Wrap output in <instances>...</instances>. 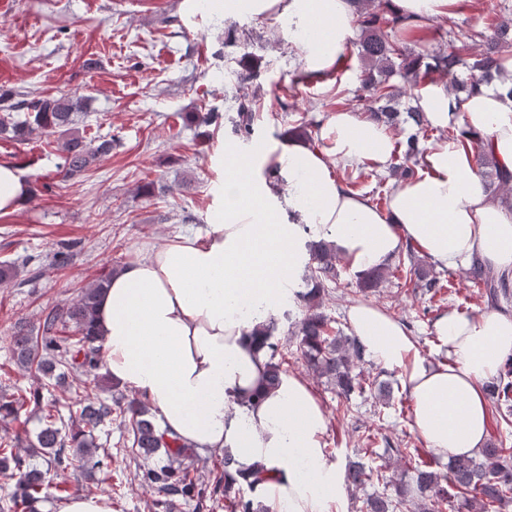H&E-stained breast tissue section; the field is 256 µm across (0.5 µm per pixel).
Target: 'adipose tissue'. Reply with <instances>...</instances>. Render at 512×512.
I'll return each mask as SVG.
<instances>
[{"instance_id":"obj_1","label":"adipose tissue","mask_w":512,"mask_h":512,"mask_svg":"<svg viewBox=\"0 0 512 512\" xmlns=\"http://www.w3.org/2000/svg\"><path fill=\"white\" fill-rule=\"evenodd\" d=\"M459 0H390L410 29L447 18ZM214 12L287 22L305 70H333L354 32L353 0H211ZM431 126L454 140L428 144L417 175L398 183L385 209L351 191L336 168L390 166L395 136L359 111L321 126L320 147L294 138L255 153L230 147L205 234L146 244L102 293L95 328L103 369L157 412L164 429L200 450H229L243 473L270 468L275 512H327L346 494L327 454L326 416L301 377L268 389L256 329L292 294L308 254L304 229L331 242L360 273L388 264L406 243L439 267L479 261L512 281V196L486 192L478 142L512 172V97L503 86L470 96L426 84L418 99ZM348 322L367 355L399 371L413 400L411 427L442 460L471 456L488 434L485 386L512 357V314L451 310L434 324L447 358L432 364L395 319L357 304Z\"/></svg>"}]
</instances>
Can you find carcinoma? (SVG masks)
Returning <instances> with one entry per match:
<instances>
[{
  "label": "carcinoma",
  "instance_id": "obj_1",
  "mask_svg": "<svg viewBox=\"0 0 512 512\" xmlns=\"http://www.w3.org/2000/svg\"><path fill=\"white\" fill-rule=\"evenodd\" d=\"M357 25L360 35L358 53L364 64L359 75L357 101L386 102V105L365 109L378 122L395 123L399 112L393 104L428 76L437 73L448 79L454 93L467 94L475 87L492 84L504 66L502 48L512 44V19L484 22L477 30L462 32L449 39L448 50L442 53L416 51L403 39L392 36L402 19L389 8V0H357ZM256 93L234 95L236 116L232 118L237 133L248 138L254 128ZM0 136L25 141L34 134L55 137L61 152L59 172L71 180L90 172L93 166L112 152V139L87 137L77 128L78 118H84L82 98L75 96L33 97L3 92L0 94ZM477 157L482 166L486 190L497 194L512 192V174L499 168L483 147ZM400 164L395 173L407 180L416 175L421 151L418 138L410 137L399 147ZM305 247L310 255L307 278L313 282L310 291L295 293V300L304 309L297 333L298 347L312 374L337 395L346 400L355 393L368 390L374 396L388 400L391 388L373 386L363 377L360 365L365 362L364 348L356 337L331 326V319L322 311L321 291L324 282L334 281L336 249L329 242L308 240ZM415 246L407 247V256H398L394 266L371 268L357 275L356 293L365 296L380 287L388 276L397 275L404 284L428 288L436 292L444 287L439 280L428 278V272L415 264ZM472 278L482 288L488 303L497 307L512 296V284L479 264L471 268ZM110 273L78 289L75 300L48 311L33 331L18 324L11 337V351L16 363L47 379L43 386L22 391L18 396L0 397V421L14 422L25 407L33 406L40 414L42 426L29 441L27 448L17 449L10 441H0V472L15 479L14 490L7 494L0 512H13L18 504L27 512H38L40 501L53 473L68 469L74 461L82 463L88 473L105 472L112 465V452L99 450L94 432L112 417V405L95 395L100 388L103 368L99 337L92 329L94 312ZM259 330L270 352L266 381L271 388L278 386L283 375L282 363L276 360L279 343L272 341V324ZM70 330L71 335L60 332ZM489 395L500 402L512 400V357L503 367L497 382L489 386ZM80 405L79 423L70 427L62 422L61 408L67 403ZM125 428L132 436L131 447L144 455L161 453L168 464L145 469L141 481L158 494L167 497L197 495L198 512L207 508L205 490L197 488V478L184 466L195 455L194 449L169 436L154 420L150 407L141 399L131 397L122 407ZM383 466H368L361 461L349 462L344 482L347 486L382 484L385 492L373 493L365 501V512H402L408 506V494L413 492L421 512H432L433 506L456 507V512H501L512 502V450L504 443H487L478 457H458L448 462L443 474L420 462L404 471L398 482L386 479ZM268 469L256 465L255 478L239 477L235 460L224 453V474L215 478L213 491L224 492L230 512H268L262 501L241 492V483L250 490L267 481ZM393 493H386L387 489Z\"/></svg>",
  "mask_w": 512,
  "mask_h": 512
}]
</instances>
